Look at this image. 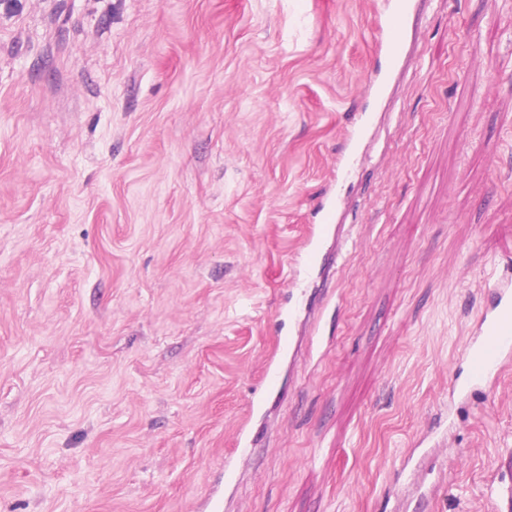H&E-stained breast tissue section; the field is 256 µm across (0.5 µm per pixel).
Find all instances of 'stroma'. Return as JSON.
<instances>
[{
    "mask_svg": "<svg viewBox=\"0 0 512 512\" xmlns=\"http://www.w3.org/2000/svg\"><path fill=\"white\" fill-rule=\"evenodd\" d=\"M387 9L0 0V512H506L512 367L448 385L512 254V0H414L376 96Z\"/></svg>",
    "mask_w": 512,
    "mask_h": 512,
    "instance_id": "35a3bbf8",
    "label": "stroma"
}]
</instances>
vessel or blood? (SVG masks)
I'll list each match as a JSON object with an SVG mask.
<instances>
[{
    "label": "vessel or blood",
    "mask_w": 512,
    "mask_h": 512,
    "mask_svg": "<svg viewBox=\"0 0 512 512\" xmlns=\"http://www.w3.org/2000/svg\"><path fill=\"white\" fill-rule=\"evenodd\" d=\"M408 9L409 0H395L386 17V52L394 61L401 56ZM459 362L462 371L453 377L450 389L461 396L497 381L512 365L511 257H504L496 265L487 302L473 322Z\"/></svg>",
    "instance_id": "vessel-or-blood-1"
}]
</instances>
